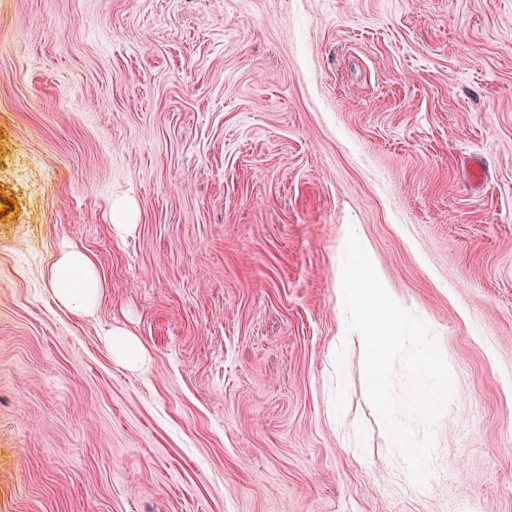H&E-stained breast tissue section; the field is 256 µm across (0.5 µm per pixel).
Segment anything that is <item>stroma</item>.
I'll return each instance as SVG.
<instances>
[{
	"mask_svg": "<svg viewBox=\"0 0 512 512\" xmlns=\"http://www.w3.org/2000/svg\"><path fill=\"white\" fill-rule=\"evenodd\" d=\"M0 195V512H512V0H0ZM349 224L458 384L424 487ZM47 288L61 306L77 315H87L99 300L102 283L86 253L66 248L49 270ZM107 336L112 355L126 368L137 370L144 365L145 350L135 337L121 329L111 330Z\"/></svg>",
	"mask_w": 512,
	"mask_h": 512,
	"instance_id": "stroma-1",
	"label": "stroma"
}]
</instances>
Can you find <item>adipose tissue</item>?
Masks as SVG:
<instances>
[{"instance_id":"1","label":"adipose tissue","mask_w":512,"mask_h":512,"mask_svg":"<svg viewBox=\"0 0 512 512\" xmlns=\"http://www.w3.org/2000/svg\"><path fill=\"white\" fill-rule=\"evenodd\" d=\"M47 286L56 302L78 315L92 312L102 290L93 260L73 248L60 252L49 270Z\"/></svg>"}]
</instances>
